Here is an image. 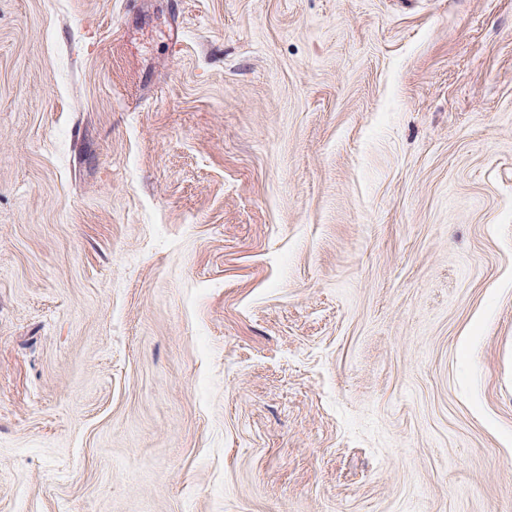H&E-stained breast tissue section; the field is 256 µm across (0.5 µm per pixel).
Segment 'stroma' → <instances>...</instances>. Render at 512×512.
Masks as SVG:
<instances>
[{"label":"stroma","mask_w":512,"mask_h":512,"mask_svg":"<svg viewBox=\"0 0 512 512\" xmlns=\"http://www.w3.org/2000/svg\"><path fill=\"white\" fill-rule=\"evenodd\" d=\"M0 512H512V0H0Z\"/></svg>","instance_id":"obj_1"}]
</instances>
